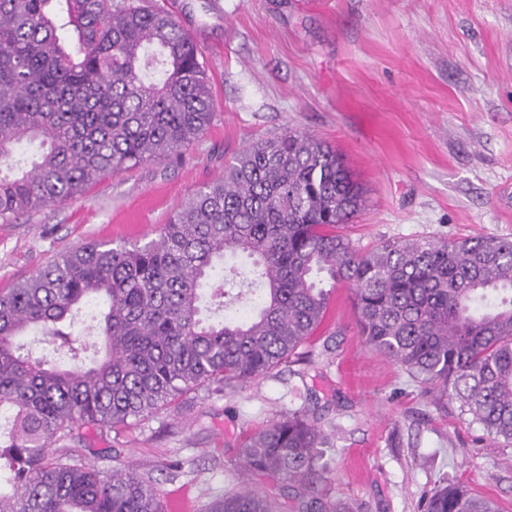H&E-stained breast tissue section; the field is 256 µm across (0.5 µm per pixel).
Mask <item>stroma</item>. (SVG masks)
<instances>
[{
    "instance_id": "1",
    "label": "stroma",
    "mask_w": 512,
    "mask_h": 512,
    "mask_svg": "<svg viewBox=\"0 0 512 512\" xmlns=\"http://www.w3.org/2000/svg\"><path fill=\"white\" fill-rule=\"evenodd\" d=\"M204 56L216 102L181 160L90 184L0 224V291L91 240L146 242L258 139L309 133L340 152L364 203L342 228L386 240L512 239V0H165ZM301 360L184 395L108 433L85 464L152 476L168 512H201L239 485L242 443L303 410L328 435V497L347 512H419L448 480L512 512V446L456 402L438 407L366 346L353 295L332 294ZM181 462L180 471L171 463Z\"/></svg>"
}]
</instances>
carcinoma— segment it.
Segmentation results:
<instances>
[{
    "label": "carcinoma",
    "mask_w": 512,
    "mask_h": 512,
    "mask_svg": "<svg viewBox=\"0 0 512 512\" xmlns=\"http://www.w3.org/2000/svg\"><path fill=\"white\" fill-rule=\"evenodd\" d=\"M0 0V222L65 204L105 174L173 159L215 114L206 64L163 5ZM41 151L23 166L25 143ZM363 204L343 158L312 135L254 142L143 244L93 241L0 292V512H166L155 480L82 463L84 429L126 426L199 389L264 376L298 355L332 284L352 288L365 343L439 406L450 400L512 445V240L388 241L340 232ZM239 290L224 288L225 258ZM102 298L88 317L82 306ZM101 337L104 355L85 330ZM36 331L52 350L33 356ZM328 437L300 411L245 439V470L326 501ZM204 512H286L226 492ZM421 512H498L454 483Z\"/></svg>",
    "instance_id": "obj_1"
}]
</instances>
